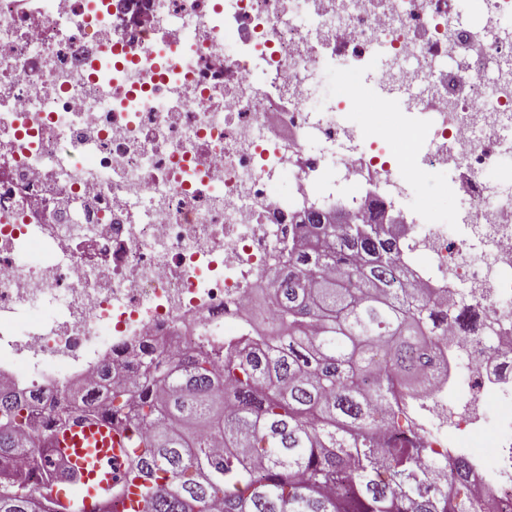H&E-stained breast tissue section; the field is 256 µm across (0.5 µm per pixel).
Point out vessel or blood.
<instances>
[{
    "label": "vessel or blood",
    "instance_id": "b4317fda",
    "mask_svg": "<svg viewBox=\"0 0 512 512\" xmlns=\"http://www.w3.org/2000/svg\"><path fill=\"white\" fill-rule=\"evenodd\" d=\"M47 439L58 462L75 475L77 512H98L100 501L124 478L127 430L110 418L77 414L52 424Z\"/></svg>",
    "mask_w": 512,
    "mask_h": 512
}]
</instances>
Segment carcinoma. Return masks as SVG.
Segmentation results:
<instances>
[{
    "instance_id": "cac0c4a2",
    "label": "carcinoma",
    "mask_w": 512,
    "mask_h": 512,
    "mask_svg": "<svg viewBox=\"0 0 512 512\" xmlns=\"http://www.w3.org/2000/svg\"><path fill=\"white\" fill-rule=\"evenodd\" d=\"M301 234L275 248L264 336L246 328L164 367L136 363L134 394L105 393L125 411L126 480L99 512L139 483V512H481L468 461L428 447L411 413L426 361L452 322L488 325L441 306L400 261L391 224H336L309 211ZM408 421L411 437L383 446L380 426ZM34 402L0 388V512H74ZM26 455L40 480L7 461Z\"/></svg>"
}]
</instances>
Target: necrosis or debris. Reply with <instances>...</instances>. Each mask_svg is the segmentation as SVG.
<instances>
[{"label": "necrosis or debris", "mask_w": 512, "mask_h": 512, "mask_svg": "<svg viewBox=\"0 0 512 512\" xmlns=\"http://www.w3.org/2000/svg\"><path fill=\"white\" fill-rule=\"evenodd\" d=\"M0 0V382L39 396L41 415L94 391L106 368L194 352L230 329L264 333L251 303L299 212L341 210L400 225L405 265L445 300L466 291L493 329L450 328L430 396L461 452L495 422L497 471L473 458L471 495L512 512V187L491 175L512 129V0ZM384 57L382 86L412 92L424 131L392 121L377 145L421 171H452L473 201L460 232L408 224L405 171L311 102L323 62ZM492 85H484L486 70ZM277 123H269L271 109ZM344 143L342 184L326 147ZM293 181L285 197L275 184ZM58 301L51 323L21 309Z\"/></svg>", "instance_id": "obj_1"}]
</instances>
